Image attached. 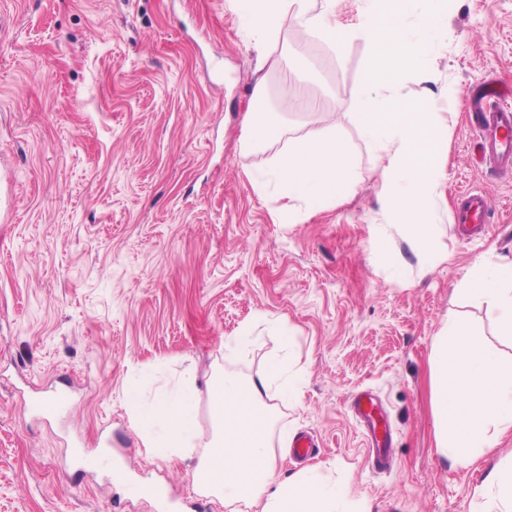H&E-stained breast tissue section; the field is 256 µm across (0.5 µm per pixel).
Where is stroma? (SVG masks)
Returning <instances> with one entry per match:
<instances>
[{"mask_svg":"<svg viewBox=\"0 0 512 512\" xmlns=\"http://www.w3.org/2000/svg\"><path fill=\"white\" fill-rule=\"evenodd\" d=\"M439 50L400 86L426 98L441 133L428 222L439 256L421 257L382 217L381 172L352 119L372 47L343 50L288 31L304 76L261 63L229 0H0V512H229L192 486L193 461L143 448L126 391L161 368L153 400L184 375L261 373L288 321L307 381L272 402L277 428L317 435L306 462L273 445L285 478L309 466L349 483L357 512H471L512 452L443 455L432 411L433 340L449 315L512 357L486 304L461 287L477 265L512 263V179L478 167L460 94L512 83V0H444ZM271 100L309 90L352 150L359 180L334 206L288 217L249 174L269 169L311 114L279 113L244 146L256 78ZM493 202L485 232L451 222L454 198ZM256 324L248 354L224 341ZM69 384L50 417L31 402ZM372 388L395 431L394 468L371 471L349 403Z\"/></svg>","mask_w":512,"mask_h":512,"instance_id":"1","label":"stroma"}]
</instances>
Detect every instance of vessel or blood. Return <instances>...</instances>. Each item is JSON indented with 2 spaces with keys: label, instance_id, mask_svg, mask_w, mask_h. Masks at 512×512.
Segmentation results:
<instances>
[{
  "label": "vessel or blood",
  "instance_id": "obj_1",
  "mask_svg": "<svg viewBox=\"0 0 512 512\" xmlns=\"http://www.w3.org/2000/svg\"><path fill=\"white\" fill-rule=\"evenodd\" d=\"M469 126L476 139L481 165L498 175L512 174V87L495 80L471 86L467 92ZM492 204L480 190L460 192L452 213V222L470 233L488 224ZM353 411L373 442L372 467L385 472L391 467L393 437L372 393H358Z\"/></svg>",
  "mask_w": 512,
  "mask_h": 512
}]
</instances>
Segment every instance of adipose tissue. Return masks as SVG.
Masks as SVG:
<instances>
[{
    "label": "adipose tissue",
    "instance_id": "ef3b65f1",
    "mask_svg": "<svg viewBox=\"0 0 512 512\" xmlns=\"http://www.w3.org/2000/svg\"><path fill=\"white\" fill-rule=\"evenodd\" d=\"M312 2L231 0V7L258 50L279 47L276 63L286 69L293 66L292 56L280 39L288 27L325 36L337 49L358 38L373 43L364 66L361 109L353 120L382 171L384 219L401 226L419 253L433 254L436 244L424 211L439 184L438 140L429 113L420 102L404 99L399 85L405 74L421 69L431 51L427 42L409 35L406 19L431 30L444 17L435 0H363L360 24L344 27L336 22L338 0H320L317 10ZM352 178L347 144L335 126L321 125L290 140L255 185L262 189L275 181L285 197L317 210L335 204ZM465 291L485 298L502 335L512 337V265L498 266L490 276L474 272ZM432 379L434 433L442 452L476 458L512 434V362H504L495 347L472 336L456 318H449L434 339ZM305 381V370H290L284 357L270 361L255 377L229 372L211 377L206 391L214 426L207 436L197 425L192 378L147 404L136 386L127 398L143 447L170 460H195V489L207 490L225 505L257 506L261 512H349L345 484L326 482L318 468L285 480L276 476L268 402L299 400ZM473 512H512V463L488 476Z\"/></svg>",
    "mask_w": 512,
    "mask_h": 512
}]
</instances>
